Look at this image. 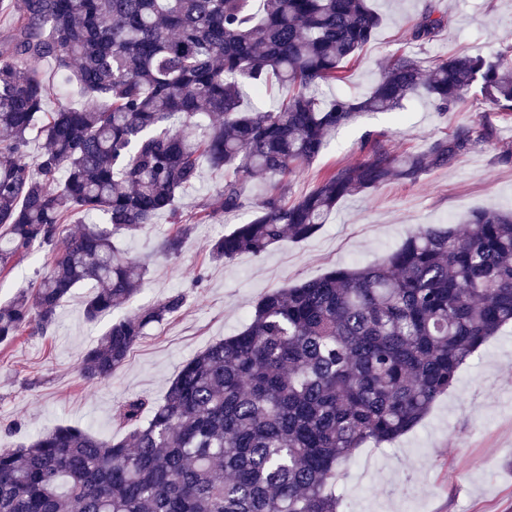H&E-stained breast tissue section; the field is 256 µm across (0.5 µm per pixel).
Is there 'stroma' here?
I'll return each instance as SVG.
<instances>
[{
  "instance_id": "1",
  "label": "stroma",
  "mask_w": 512,
  "mask_h": 512,
  "mask_svg": "<svg viewBox=\"0 0 512 512\" xmlns=\"http://www.w3.org/2000/svg\"><path fill=\"white\" fill-rule=\"evenodd\" d=\"M430 5L447 16L448 27L439 40L410 46L412 20ZM372 6L382 18L375 37L348 64L344 81L318 89L320 100L365 93L379 66L408 46L427 65L441 55L491 54L512 45V0H372ZM485 119L512 144V116L487 111L475 89L445 114L417 96L403 110L362 115L339 129L317 159L292 177L289 195L310 190L318 173L364 158L371 140L395 153L413 151L455 126ZM496 153L491 146L416 182L389 183L345 198L308 240L286 239L262 256L243 253L223 264L209 259L207 243L251 212L196 223L198 203L224 182L223 171L203 165L200 180L180 203L191 233L179 257L158 253L171 228L168 215L122 238L121 248L148 264L132 303L91 324L84 317L89 290L81 287L58 308L52 332L25 333L0 346V448L16 447L59 424L118 435L112 409L119 401L141 395L161 402L183 363L235 334L268 291L334 267L379 262L420 226L457 225L477 209L512 207V165L497 163ZM45 260L44 252H33L0 277V303L37 285L47 271ZM175 291L187 297L182 311L150 328L112 379L83 380L82 354L113 317ZM337 472L338 512H512V327L491 337L462 366L454 386L412 431L390 444L356 449Z\"/></svg>"
}]
</instances>
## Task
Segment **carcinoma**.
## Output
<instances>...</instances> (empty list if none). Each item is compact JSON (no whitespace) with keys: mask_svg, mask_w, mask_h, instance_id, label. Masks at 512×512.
Masks as SVG:
<instances>
[{"mask_svg":"<svg viewBox=\"0 0 512 512\" xmlns=\"http://www.w3.org/2000/svg\"><path fill=\"white\" fill-rule=\"evenodd\" d=\"M0 0V274L34 248L49 269L0 304V344L45 335L73 289L92 285L95 321L137 295L147 266L117 241L168 214L160 243L180 255L178 202L201 161L224 184L199 204L211 220L245 207L256 174L310 165L336 130L365 112H395L422 91L446 112L478 87L491 112L512 115V45L491 56L438 58L428 69L395 54L369 91L322 103L315 91L374 37L369 0ZM448 18L428 7L411 27L430 42ZM49 58L84 103L45 111L49 89L31 66ZM286 91L270 110L243 106L242 88ZM208 118L203 139L190 130ZM41 125L45 148L27 157ZM499 142L491 124H463L422 150L376 141L352 165L287 187L208 246L214 261L261 256L314 235L338 203ZM101 223L67 224L74 215ZM467 228L428 225L373 265L333 268L264 294L234 335L187 360L162 402H121L123 438L56 425L0 450V512H337L338 466L366 443L412 430L460 367L512 326V209H482ZM62 237L67 244L60 252ZM172 293L112 320L81 359L89 382L112 377L147 330L181 311Z\"/></svg>","mask_w":512,"mask_h":512,"instance_id":"carcinoma-1","label":"carcinoma"}]
</instances>
